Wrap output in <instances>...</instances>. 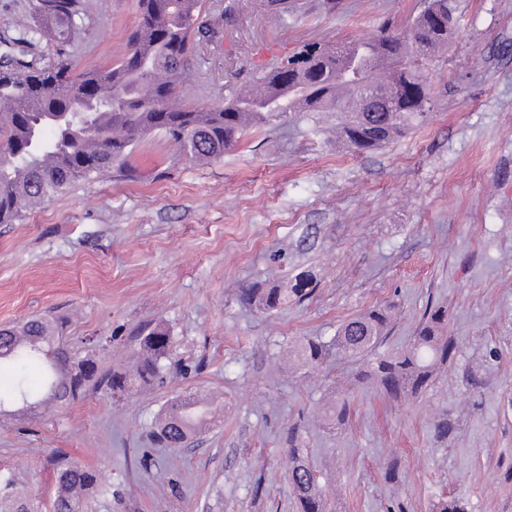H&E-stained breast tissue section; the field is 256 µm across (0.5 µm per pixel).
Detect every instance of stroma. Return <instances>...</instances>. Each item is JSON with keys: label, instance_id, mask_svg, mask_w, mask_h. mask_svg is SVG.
<instances>
[{"label": "stroma", "instance_id": "1", "mask_svg": "<svg viewBox=\"0 0 512 512\" xmlns=\"http://www.w3.org/2000/svg\"><path fill=\"white\" fill-rule=\"evenodd\" d=\"M76 37L33 57L79 71L121 58L137 0H83ZM422 0H203L204 30L182 102L222 106L263 66L304 44L402 31ZM448 48L428 62L422 126L355 154L332 112H291L244 133L223 158L178 162L145 136L129 169L76 184L0 224V327L64 319L101 369L124 363L134 330L164 326L161 380L117 397L101 388L31 421L0 419V472L51 512L66 459L104 475L99 512H299L289 451L320 473L328 512H512V0H459ZM311 292L276 312L245 288ZM377 306L394 316L381 355L405 349L446 309L454 355L422 392L396 399L330 356L288 364V346L330 340ZM224 417L169 448L150 436L187 391ZM333 400L343 421H323ZM395 477H388V468Z\"/></svg>", "mask_w": 512, "mask_h": 512}]
</instances>
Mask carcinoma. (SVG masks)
Masks as SVG:
<instances>
[{
    "mask_svg": "<svg viewBox=\"0 0 512 512\" xmlns=\"http://www.w3.org/2000/svg\"><path fill=\"white\" fill-rule=\"evenodd\" d=\"M140 22L129 48L110 67L75 72L68 60L40 65L25 59V45L8 43L0 53V224H13L28 208L61 195L80 181L128 166L136 144L161 132L185 162L214 161L232 149L244 131L274 121L265 108L277 103L289 112H334L340 140L354 153L377 149L424 120L430 92L422 62L448 47L456 24L455 0H430L428 11L414 18L404 35L387 30L374 37L333 47L308 44L293 56L262 70L253 88L238 92L222 107L188 109L177 104L185 80V63L198 43L195 24L200 0H138ZM37 24L28 27L37 41L65 43L78 31L81 0H37ZM390 82L386 92L393 111L382 113L376 129L368 128L363 93ZM309 275L287 288H244L246 300L265 311L308 296ZM446 311L428 314L403 352L378 355L376 348L390 323L385 306L345 323L330 341L308 340L298 351L302 365L316 367L331 352L361 363L360 374L397 398L426 388L437 364L453 355L440 336ZM63 322L46 317L0 330V364L35 365L38 388L15 379L0 394V408L60 405L84 398L103 385L124 394L159 380L170 336L161 326L138 333L136 368L95 370L77 376L75 364L95 362L90 354L72 352L61 342ZM24 339H17V335ZM154 427L157 442L169 447L188 443L212 415L207 403L176 399ZM290 484L301 512H326L318 476L302 449H290ZM56 497L52 512H88L91 501L112 494L97 472L65 462L54 471ZM0 512H37L31 498L19 493L11 478L0 477Z\"/></svg>",
    "mask_w": 512,
    "mask_h": 512,
    "instance_id": "1",
    "label": "carcinoma"
}]
</instances>
